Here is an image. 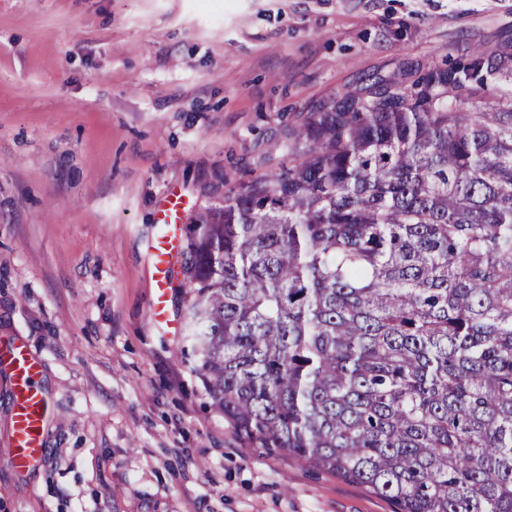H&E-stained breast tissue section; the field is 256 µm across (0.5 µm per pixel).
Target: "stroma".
Returning <instances> with one entry per match:
<instances>
[{
    "label": "stroma",
    "instance_id": "obj_1",
    "mask_svg": "<svg viewBox=\"0 0 512 512\" xmlns=\"http://www.w3.org/2000/svg\"><path fill=\"white\" fill-rule=\"evenodd\" d=\"M512 47V0H0V338L43 362L47 453L0 512H391L247 447L147 316L162 200L184 219L275 171L323 100Z\"/></svg>",
    "mask_w": 512,
    "mask_h": 512
}]
</instances>
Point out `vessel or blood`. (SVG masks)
Segmentation results:
<instances>
[{
    "label": "vessel or blood",
    "instance_id": "obj_1",
    "mask_svg": "<svg viewBox=\"0 0 512 512\" xmlns=\"http://www.w3.org/2000/svg\"><path fill=\"white\" fill-rule=\"evenodd\" d=\"M183 209L176 197H169L162 211L161 221L167 231L152 246L155 270L154 296L149 305L153 323L166 322V296L171 261L178 248L171 228L177 227ZM9 372L14 399L11 420V448L9 466L18 472L29 470L46 453L45 440L50 403L39 385L41 362L20 341H0V369Z\"/></svg>",
    "mask_w": 512,
    "mask_h": 512
}]
</instances>
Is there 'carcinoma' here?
<instances>
[{
  "label": "carcinoma",
  "instance_id": "carcinoma-1",
  "mask_svg": "<svg viewBox=\"0 0 512 512\" xmlns=\"http://www.w3.org/2000/svg\"><path fill=\"white\" fill-rule=\"evenodd\" d=\"M511 63L328 98L188 225L192 370L250 447L393 512H512Z\"/></svg>",
  "mask_w": 512,
  "mask_h": 512
}]
</instances>
